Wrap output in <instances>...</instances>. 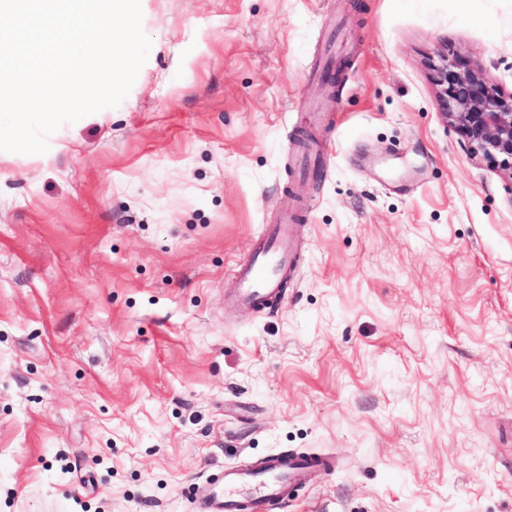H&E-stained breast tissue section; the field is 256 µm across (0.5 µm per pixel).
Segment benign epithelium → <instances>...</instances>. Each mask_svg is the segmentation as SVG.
I'll return each instance as SVG.
<instances>
[{"mask_svg":"<svg viewBox=\"0 0 512 512\" xmlns=\"http://www.w3.org/2000/svg\"><path fill=\"white\" fill-rule=\"evenodd\" d=\"M434 82L447 123L464 145L512 177V92L482 68L446 59L435 67Z\"/></svg>","mask_w":512,"mask_h":512,"instance_id":"benign-epithelium-1","label":"benign epithelium"}]
</instances>
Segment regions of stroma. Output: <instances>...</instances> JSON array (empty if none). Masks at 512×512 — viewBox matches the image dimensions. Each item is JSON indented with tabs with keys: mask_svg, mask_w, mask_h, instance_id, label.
<instances>
[{
	"mask_svg": "<svg viewBox=\"0 0 512 512\" xmlns=\"http://www.w3.org/2000/svg\"><path fill=\"white\" fill-rule=\"evenodd\" d=\"M142 11L119 106L0 151V512H197L284 451L336 467L275 512H512V177L433 81L512 91V0ZM285 212L298 268L242 308ZM294 221L295 217L287 214L281 224L264 228L245 260L234 268L235 299L239 305L261 311L282 297L284 279L295 272L298 264L292 240Z\"/></svg>",
	"mask_w": 512,
	"mask_h": 512,
	"instance_id": "stroma-1",
	"label": "stroma"
}]
</instances>
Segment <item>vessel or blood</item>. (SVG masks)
Here are the masks:
<instances>
[{"instance_id": "1", "label": "vessel or blood", "mask_w": 512, "mask_h": 512, "mask_svg": "<svg viewBox=\"0 0 512 512\" xmlns=\"http://www.w3.org/2000/svg\"><path fill=\"white\" fill-rule=\"evenodd\" d=\"M294 216L264 228L255 238L247 257L233 276L235 299L245 308H270L283 295V282L298 264L292 240ZM334 460L325 455L276 454L250 470L229 468L220 478L203 484L195 493L198 512H244L245 507L265 512L288 497L291 487L316 469L332 470Z\"/></svg>"}]
</instances>
